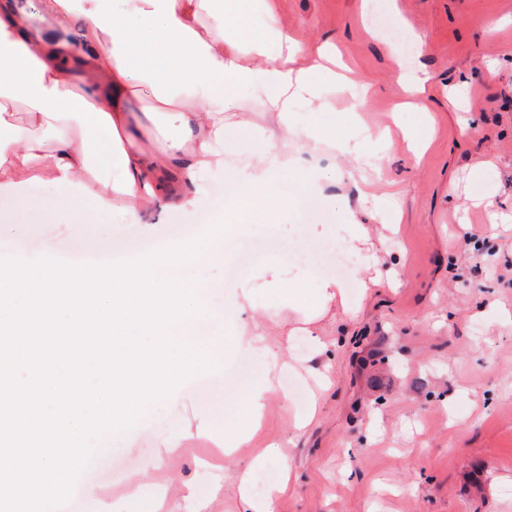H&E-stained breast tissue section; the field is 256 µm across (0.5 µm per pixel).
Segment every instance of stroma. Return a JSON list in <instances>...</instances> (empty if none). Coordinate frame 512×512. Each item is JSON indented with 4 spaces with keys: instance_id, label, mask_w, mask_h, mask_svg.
<instances>
[{
    "instance_id": "35a3bbf8",
    "label": "stroma",
    "mask_w": 512,
    "mask_h": 512,
    "mask_svg": "<svg viewBox=\"0 0 512 512\" xmlns=\"http://www.w3.org/2000/svg\"><path fill=\"white\" fill-rule=\"evenodd\" d=\"M373 2L277 0V27L311 50L333 41L356 84L370 86L337 99L324 92L336 102L329 118L297 102V127L362 141L396 111L427 148L416 163L387 150L366 184L349 177L351 157L285 174L276 189L292 208L252 223L205 262L211 318L198 324L202 338L240 318L246 285L277 317L269 340L287 367L249 445L224 453V423L258 367L239 348L159 399L121 442L103 435L106 455L58 512H161L164 502L194 512L183 497L189 483L211 495V512H243L240 477L271 445L292 462L274 512H512V0H396L399 31L423 39L410 56L396 51V33L370 27ZM418 64L434 82L417 107L401 108L399 73ZM237 179L229 165L210 172L189 210L139 218L85 205L69 224L17 211L31 185L0 184V255L59 260L155 242L174 224L214 223L230 199L226 182ZM313 179L322 193L300 198L296 186ZM488 193L493 214L481 202ZM350 210L369 232L359 248L346 240ZM335 247L350 267L337 269ZM378 271L382 281L369 285ZM324 279L341 286L345 303L318 325L327 346L318 358L288 300L312 304Z\"/></svg>"
}]
</instances>
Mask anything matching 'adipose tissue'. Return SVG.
<instances>
[{
  "label": "adipose tissue",
  "mask_w": 512,
  "mask_h": 512,
  "mask_svg": "<svg viewBox=\"0 0 512 512\" xmlns=\"http://www.w3.org/2000/svg\"><path fill=\"white\" fill-rule=\"evenodd\" d=\"M275 10L274 0H0V183L47 179L66 191L19 197L18 210L54 224L70 223L85 201L131 215L186 210L224 166L225 140L242 138L243 178L222 224L202 247L175 249L192 265L222 252L245 220L282 207L278 175L326 150L352 154L349 141L327 146L320 127L293 123L296 102L319 105L324 84L347 83L330 47L302 48L273 24ZM243 86L273 128L241 112ZM279 456L263 449L241 477L252 512H273V492L255 499L253 482Z\"/></svg>",
  "instance_id": "1"
}]
</instances>
